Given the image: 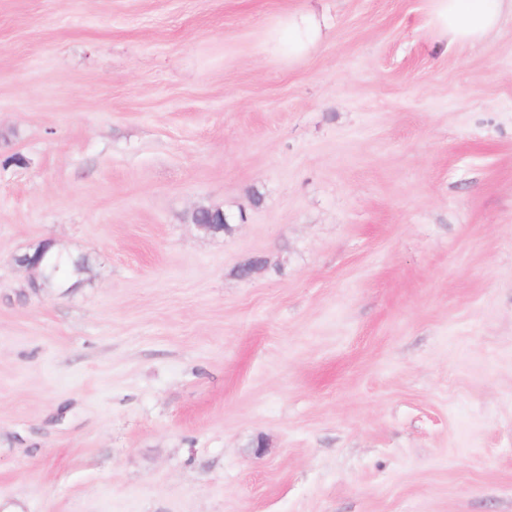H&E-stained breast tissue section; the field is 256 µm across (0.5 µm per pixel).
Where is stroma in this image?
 Listing matches in <instances>:
<instances>
[{
	"instance_id": "stroma-1",
	"label": "stroma",
	"mask_w": 512,
	"mask_h": 512,
	"mask_svg": "<svg viewBox=\"0 0 512 512\" xmlns=\"http://www.w3.org/2000/svg\"><path fill=\"white\" fill-rule=\"evenodd\" d=\"M432 10L0 0V512H512V17ZM433 22L449 45L475 44L499 30L502 17L512 15L511 0H433ZM321 32L322 25L316 16L303 15L288 21L279 40L288 49V54H299L312 47L320 38ZM50 243L49 241H44L35 246L32 253L25 252L15 255L14 262L21 267L29 269L39 268L40 263L51 247ZM88 264L89 258L87 256L74 258L61 254L50 257L47 255L46 259L41 264L40 269L45 268V271L43 275L40 274L39 283L37 280L31 281L29 287L64 288L70 279L75 275H80ZM42 276L48 278V280L45 281Z\"/></svg>"
}]
</instances>
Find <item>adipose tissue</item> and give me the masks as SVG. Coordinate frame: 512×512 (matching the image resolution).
Instances as JSON below:
<instances>
[{
    "label": "adipose tissue",
    "instance_id": "1",
    "mask_svg": "<svg viewBox=\"0 0 512 512\" xmlns=\"http://www.w3.org/2000/svg\"><path fill=\"white\" fill-rule=\"evenodd\" d=\"M433 22L454 45L475 44L495 34L512 0H433Z\"/></svg>",
    "mask_w": 512,
    "mask_h": 512
}]
</instances>
